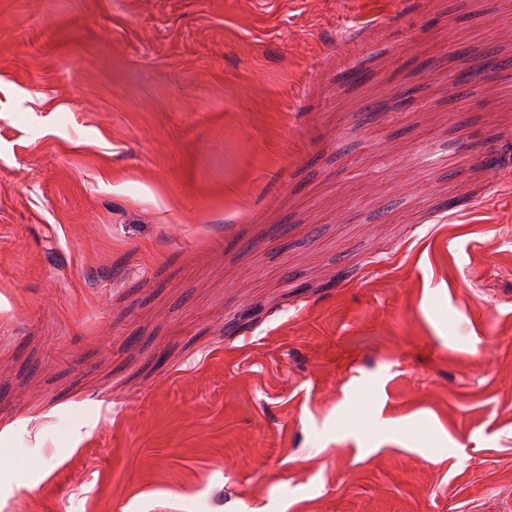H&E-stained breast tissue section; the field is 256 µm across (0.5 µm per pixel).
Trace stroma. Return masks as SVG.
I'll return each mask as SVG.
<instances>
[{"label":"stroma","instance_id":"1","mask_svg":"<svg viewBox=\"0 0 512 512\" xmlns=\"http://www.w3.org/2000/svg\"><path fill=\"white\" fill-rule=\"evenodd\" d=\"M462 2L0 0V512H512V0Z\"/></svg>","mask_w":512,"mask_h":512}]
</instances>
